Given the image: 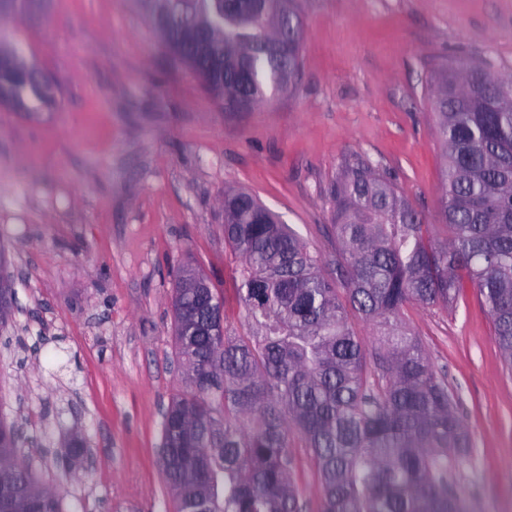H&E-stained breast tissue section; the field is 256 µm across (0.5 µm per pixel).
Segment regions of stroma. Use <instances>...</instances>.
<instances>
[{
    "label": "stroma",
    "mask_w": 512,
    "mask_h": 512,
    "mask_svg": "<svg viewBox=\"0 0 512 512\" xmlns=\"http://www.w3.org/2000/svg\"><path fill=\"white\" fill-rule=\"evenodd\" d=\"M295 88L225 109L150 27L138 0H40L0 33L53 85L0 105V423L65 512H176L162 424L189 380L176 357V275L224 298V332H251L224 194L256 196L336 274L330 191L371 164L444 238L431 75L458 57L512 76V0H300ZM399 320L444 374L472 443L452 463L471 512H512V371L473 288ZM82 438L86 456L60 457ZM303 512L322 490L301 438Z\"/></svg>",
    "instance_id": "obj_1"
}]
</instances>
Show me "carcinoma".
<instances>
[{"mask_svg": "<svg viewBox=\"0 0 512 512\" xmlns=\"http://www.w3.org/2000/svg\"><path fill=\"white\" fill-rule=\"evenodd\" d=\"M278 0H168L172 52L202 76L189 25L204 19L224 83L249 111L295 79L300 50L270 52ZM0 84L21 101L51 91L18 42H0ZM435 136L444 149L439 198L447 238L359 162L336 186V265L346 300L320 258L251 195H224V236L240 259L239 300L253 334L217 336L209 287L174 293L177 356L193 384L166 414L162 469L178 512H303L291 476V438L305 442L320 477L322 512H465L448 463L470 443L448 385L398 316L411 301L448 306L470 283L512 367V76L488 65H450L433 77ZM383 327L369 367L348 311ZM0 512H62L54 492L16 455L0 429Z\"/></svg>", "mask_w": 512, "mask_h": 512, "instance_id": "1", "label": "carcinoma"}]
</instances>
